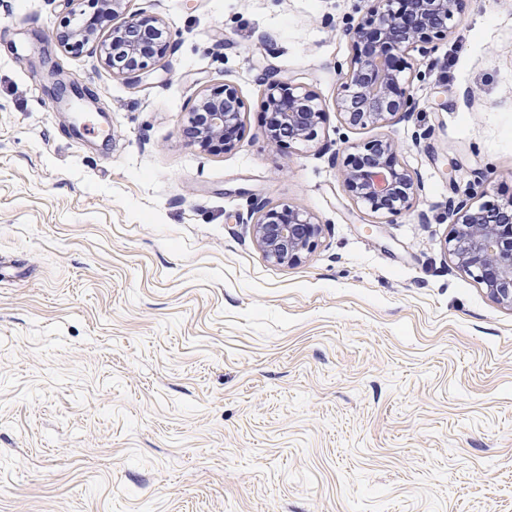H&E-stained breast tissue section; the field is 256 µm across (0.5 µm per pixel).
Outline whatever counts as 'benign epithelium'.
<instances>
[{
    "label": "benign epithelium",
    "instance_id": "7a95c632",
    "mask_svg": "<svg viewBox=\"0 0 512 512\" xmlns=\"http://www.w3.org/2000/svg\"><path fill=\"white\" fill-rule=\"evenodd\" d=\"M68 16L60 35L65 49L88 48L112 73L140 77L149 61L169 47V31L160 20L130 16L112 36L78 24L85 0H66ZM369 18L349 27L352 56L343 76L336 111L345 124L384 126L404 120L415 110L410 93L413 66L410 53H428L433 39L448 33V23L463 15L472 0H375ZM267 112L273 123L269 138L308 142L322 122L316 93L277 77L269 70L260 78ZM191 142L202 148L216 143L234 146L241 120L235 88L201 94L189 112ZM397 148L388 139L365 144L348 159L342 176L352 200L388 222L409 210L419 190L412 172L398 165ZM453 228L446 251L458 267L485 286L497 304L512 309V201L488 207L448 198ZM244 224L253 225L254 241L263 256L279 265H292L315 246L319 223L308 213L281 211L264 202L251 204Z\"/></svg>",
    "mask_w": 512,
    "mask_h": 512
}]
</instances>
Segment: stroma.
<instances>
[{"mask_svg":"<svg viewBox=\"0 0 512 512\" xmlns=\"http://www.w3.org/2000/svg\"><path fill=\"white\" fill-rule=\"evenodd\" d=\"M371 8L129 0L171 34L134 82L60 48L64 0H0V512H512V310L445 250L449 198L512 197V0L415 56L408 119L350 127ZM52 65L96 104L56 108ZM269 69L326 104L314 141L270 142ZM227 84L241 138L202 150ZM381 138L420 183L392 223L341 176ZM256 200L317 219L302 262L256 248ZM241 108L237 90L228 85L221 90L201 94L189 112L190 142L201 148L211 142L224 149L233 147L242 125Z\"/></svg>","mask_w":512,"mask_h":512,"instance_id":"1","label":"stroma"}]
</instances>
